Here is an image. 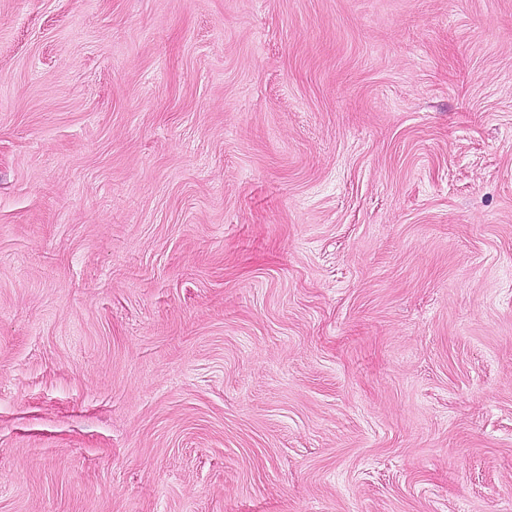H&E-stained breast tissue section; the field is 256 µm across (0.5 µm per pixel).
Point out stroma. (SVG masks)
Wrapping results in <instances>:
<instances>
[{
  "label": "stroma",
  "mask_w": 512,
  "mask_h": 512,
  "mask_svg": "<svg viewBox=\"0 0 512 512\" xmlns=\"http://www.w3.org/2000/svg\"><path fill=\"white\" fill-rule=\"evenodd\" d=\"M0 512H512V0H0Z\"/></svg>",
  "instance_id": "1"
}]
</instances>
